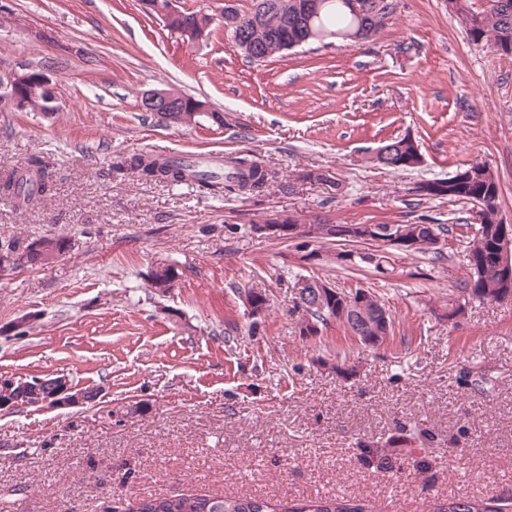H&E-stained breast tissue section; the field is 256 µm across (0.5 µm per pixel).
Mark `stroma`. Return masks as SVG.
I'll return each instance as SVG.
<instances>
[{
	"label": "stroma",
	"mask_w": 512,
	"mask_h": 512,
	"mask_svg": "<svg viewBox=\"0 0 512 512\" xmlns=\"http://www.w3.org/2000/svg\"><path fill=\"white\" fill-rule=\"evenodd\" d=\"M181 2L212 13L214 31L183 43L140 0H0V70L44 71L56 105L0 112V169L41 156L56 185L28 211L0 197V242L68 240L52 267L0 279V375L58 373L101 391L93 406L0 411V512H107L180 493L338 494L369 512L512 499V300H469L447 320L449 288L468 273L462 237L449 235L440 260L395 254L383 277L363 264L300 265L293 244L252 230L275 218L473 224L471 204L415 193L473 162L497 172L512 223V56L472 44L446 0H394L374 40L253 62L224 29V0ZM149 89L205 99L224 125H166L139 107ZM403 136L417 142L419 167L374 161ZM144 152L204 169L241 156L274 179L239 197L110 174ZM166 265L180 277L159 296L148 279ZM301 276L371 288L392 315L387 344L364 350L335 322L300 335ZM240 286L267 295L258 321ZM139 401L150 408L135 420L108 414ZM401 426L430 429L434 446L410 441L398 471L362 459L359 444Z\"/></svg>",
	"instance_id": "1"
}]
</instances>
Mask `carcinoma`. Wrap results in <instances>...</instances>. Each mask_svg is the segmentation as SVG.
<instances>
[{"mask_svg":"<svg viewBox=\"0 0 512 512\" xmlns=\"http://www.w3.org/2000/svg\"><path fill=\"white\" fill-rule=\"evenodd\" d=\"M308 0H251V7L239 12L243 33L254 51L272 58L284 53L285 43L312 37V40L326 38L343 39L349 34L363 41L376 37L384 30L394 13L393 0H379L381 7L369 4L360 15L352 7V0H319L318 10L305 14ZM456 16L464 27L469 40L490 48L495 52L512 48V0H487L486 7L477 11L469 0H462ZM195 97L185 95L182 100L184 111L172 112L170 124L190 126L206 120L202 115H193L192 103ZM377 162L393 171H404L419 166L421 153L415 140L408 136L386 142L377 152ZM119 174L139 180L178 184L193 181L198 187L213 194L233 193L250 195L261 192L270 183L272 176L268 169L256 161L243 158L229 160L228 170L220 176L215 172L195 169L192 162L179 158L151 153L133 154L113 166ZM54 181L50 162L35 156L27 166L0 172V196L12 200L18 209L31 210L52 195ZM415 193L428 199L468 200L482 211L481 222L466 237V260L469 277L457 286V291L472 300L504 301L512 298V274L499 269V179L494 169L484 162H474L459 171L456 177L429 180L426 186H417ZM327 225L317 224L310 229L308 224L295 225V237L300 239L297 247L309 253L324 251L331 244L341 245L343 239L332 237L325 232ZM396 231L410 241V245L392 248L383 242H372L374 250L368 254L367 263L376 272L389 271V250L401 253L431 255L436 259L443 252L435 245L439 237L453 232L448 224H396ZM34 240L16 239L0 245V261L21 260L29 256ZM178 275L173 266H166L151 273L150 288L154 293L163 294L171 276ZM355 293L361 296L363 305L357 309L348 307L344 289L334 288L326 297H318L308 289L303 303L294 309L302 310L299 316V333L313 336L321 332L329 322L335 321L350 332L366 349L378 348L391 335L392 315L381 299L367 289L358 287ZM149 410V404L136 403L109 410L124 419H135ZM365 461L384 469H393L394 461L384 452L369 444H358ZM507 506L502 499H477L469 496H454L435 505L432 512H503ZM134 512H366L361 501L340 495L317 497L302 501H271L256 497L210 495H170L147 497L138 500Z\"/></svg>","mask_w":512,"mask_h":512,"instance_id":"1","label":"carcinoma"}]
</instances>
